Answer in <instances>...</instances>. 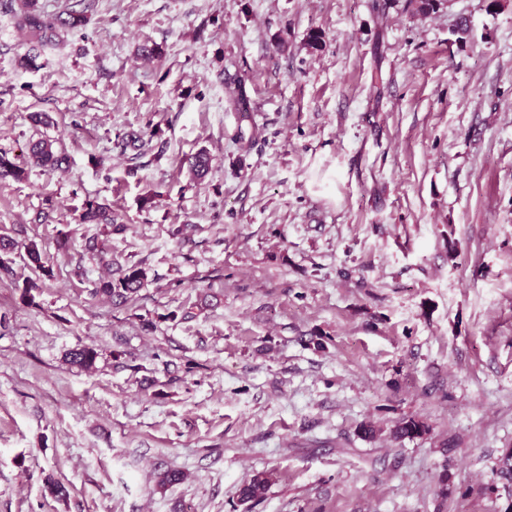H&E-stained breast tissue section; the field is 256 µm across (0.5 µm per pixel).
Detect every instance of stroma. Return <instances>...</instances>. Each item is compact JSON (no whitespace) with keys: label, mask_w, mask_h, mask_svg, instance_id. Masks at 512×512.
<instances>
[{"label":"stroma","mask_w":512,"mask_h":512,"mask_svg":"<svg viewBox=\"0 0 512 512\" xmlns=\"http://www.w3.org/2000/svg\"><path fill=\"white\" fill-rule=\"evenodd\" d=\"M40 4L88 22L24 68L0 0V152L25 171L0 180V512H512V0ZM43 136L66 169L31 165ZM89 197L125 232L79 223ZM91 237L147 268L136 303L92 295ZM84 344L90 373L64 360ZM408 418L429 432L394 438ZM270 482V474L267 472H258L250 478L248 482L242 484L237 492L241 503L257 502L261 500L267 490Z\"/></svg>","instance_id":"obj_1"}]
</instances>
